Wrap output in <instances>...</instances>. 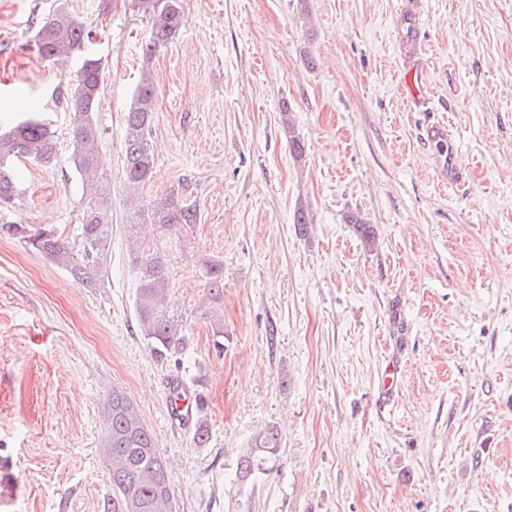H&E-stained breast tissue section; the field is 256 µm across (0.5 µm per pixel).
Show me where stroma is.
<instances>
[{
  "instance_id": "1",
  "label": "stroma",
  "mask_w": 512,
  "mask_h": 512,
  "mask_svg": "<svg viewBox=\"0 0 512 512\" xmlns=\"http://www.w3.org/2000/svg\"><path fill=\"white\" fill-rule=\"evenodd\" d=\"M62 1L95 30L104 66L109 272L83 287L0 234V458L17 490L0 512H103L116 387L156 439L176 512H512V0H186L181 34L152 61L156 165L142 191L201 215L147 229L187 336L165 363L136 325L123 232V115L149 36L132 0H0V129L38 112L58 143L56 165L18 162L0 224L76 240L82 183L52 96L75 71L30 48ZM432 119L451 131L466 192L436 175L421 137ZM208 261L224 267L221 291ZM392 356L400 385L383 405ZM176 374L206 399L204 446L170 416Z\"/></svg>"
}]
</instances>
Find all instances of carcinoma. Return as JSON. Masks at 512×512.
<instances>
[{
    "mask_svg": "<svg viewBox=\"0 0 512 512\" xmlns=\"http://www.w3.org/2000/svg\"><path fill=\"white\" fill-rule=\"evenodd\" d=\"M149 26L142 45V74L124 115V174L128 188L137 191L151 180L154 155L150 134L154 125L155 90L149 66L155 54L179 35L185 0H135ZM94 31L65 8L57 9L35 27L33 49L41 58L64 67L76 64L74 82L56 89L57 100L67 101L73 150L72 170L82 180L85 204L79 224V245L70 249L51 226L5 223L0 230L23 242L30 250L65 267L87 288L97 287L107 274L112 242V188L101 171L95 120L104 85L102 58L94 50ZM58 150L50 123L33 117L0 131V202L17 197L15 162L27 159L42 166L57 160ZM196 205L173 194L129 210L123 224L130 242L129 261L137 278L134 314L138 330L153 357L163 363L185 345L178 316L165 306L170 288L168 264L150 243L144 227L153 224L169 230L180 224H196ZM205 274L215 291L224 288V268L205 265ZM106 434L103 441L112 482V497L106 512H175L174 493L164 458L155 439L129 395L112 388L105 406Z\"/></svg>",
    "mask_w": 512,
    "mask_h": 512,
    "instance_id": "1",
    "label": "carcinoma"
}]
</instances>
